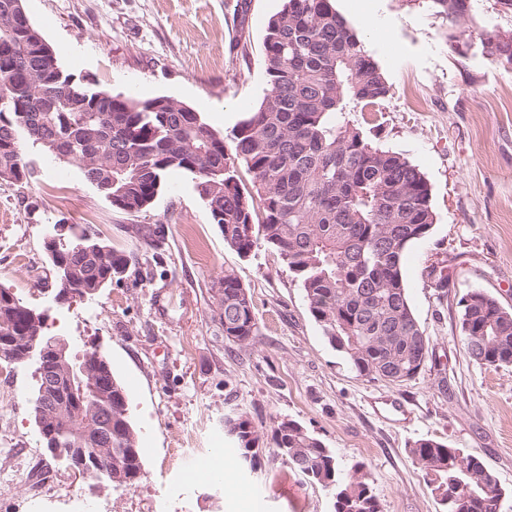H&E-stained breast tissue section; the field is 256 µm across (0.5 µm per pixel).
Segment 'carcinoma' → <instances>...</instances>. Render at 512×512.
I'll use <instances>...</instances> for the list:
<instances>
[{
    "label": "carcinoma",
    "instance_id": "carcinoma-1",
    "mask_svg": "<svg viewBox=\"0 0 512 512\" xmlns=\"http://www.w3.org/2000/svg\"><path fill=\"white\" fill-rule=\"evenodd\" d=\"M473 0H426L459 29L472 19ZM49 46L30 19L0 26V180L25 184L32 175L28 147L79 167L112 204L139 213L152 204L172 171L195 180L224 244L241 256L274 249L300 281L309 312L329 344L358 375L399 385L421 372L430 342L410 306L402 273L404 252L435 224L424 174L398 153L372 145L351 113L380 105L389 86L354 27L332 0H285L263 41L268 89L258 109L230 139L200 113L168 97L137 100L81 83L60 63L43 71ZM479 48L512 68V33L485 31ZM251 174L243 184L238 168ZM136 241L154 251L162 235L148 226ZM44 249L59 291L93 295L130 277V257L78 224L65 237L51 233ZM224 340L250 345L258 336L251 296L224 272L215 289ZM458 329L469 358L512 364V311L481 289L459 301ZM41 314L0 285V347L10 361L28 362L45 346ZM99 418L84 433L59 429L53 447L83 463L82 450L103 448L112 463V489L140 475L137 434L128 394L117 378L95 401ZM238 464H259V430L245 413L224 417ZM274 451L290 468L327 492L331 512H384L370 474L346 470L336 451L292 419L276 422ZM408 452L424 472L442 512H500L497 477L477 456L435 438Z\"/></svg>",
    "mask_w": 512,
    "mask_h": 512
}]
</instances>
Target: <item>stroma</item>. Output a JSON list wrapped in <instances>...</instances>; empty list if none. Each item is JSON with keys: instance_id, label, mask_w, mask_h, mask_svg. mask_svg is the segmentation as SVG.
I'll use <instances>...</instances> for the list:
<instances>
[{"instance_id": "stroma-1", "label": "stroma", "mask_w": 512, "mask_h": 512, "mask_svg": "<svg viewBox=\"0 0 512 512\" xmlns=\"http://www.w3.org/2000/svg\"><path fill=\"white\" fill-rule=\"evenodd\" d=\"M284 0H24L64 70L112 94L167 96L200 112L221 134L255 111L268 88L263 39ZM390 88L376 110L351 118L376 145L402 154L426 177L436 223L405 252L414 315L430 342L421 373L401 385L358 376L310 316L303 290L267 247L239 256L212 224L193 179L170 173L150 207L129 214L79 168L36 149L28 184L0 181V284L42 313L46 335L70 352L99 347L129 398L142 472L115 491L75 476L41 448L34 420V363L0 361V512H33L42 491L55 512L75 493L105 512H329L328 494L266 450L256 471L233 468L236 497L211 481L185 485L203 448L244 412L270 439L294 419L363 463L385 512H440L409 444L436 436L480 457L512 493V365L471 361L456 327L458 300L481 288L512 308V68L455 49L448 24L423 0H333ZM466 36L512 33V10L474 0ZM391 24L377 39L366 16ZM87 227L132 255L136 281L60 303L43 248L54 224ZM159 227L149 257L127 229ZM445 263L448 288L428 268ZM234 270L248 290L259 333L228 343L214 319V289Z\"/></svg>"}]
</instances>
